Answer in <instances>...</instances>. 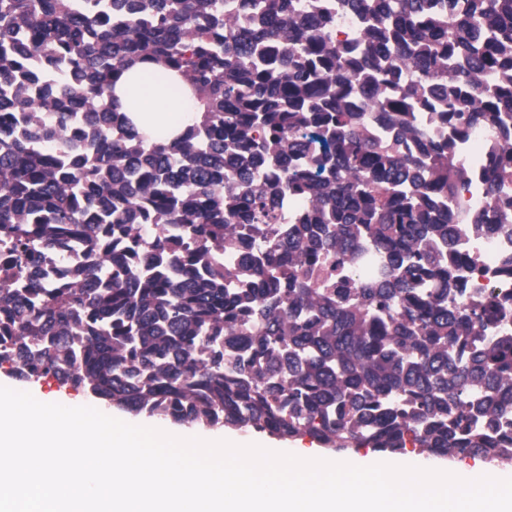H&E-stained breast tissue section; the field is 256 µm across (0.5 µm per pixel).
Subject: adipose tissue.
Wrapping results in <instances>:
<instances>
[{
  "instance_id": "ef3b65f1",
  "label": "adipose tissue",
  "mask_w": 512,
  "mask_h": 512,
  "mask_svg": "<svg viewBox=\"0 0 512 512\" xmlns=\"http://www.w3.org/2000/svg\"><path fill=\"white\" fill-rule=\"evenodd\" d=\"M119 109L147 135L168 140L193 123L196 101L177 73L141 64L115 85Z\"/></svg>"
}]
</instances>
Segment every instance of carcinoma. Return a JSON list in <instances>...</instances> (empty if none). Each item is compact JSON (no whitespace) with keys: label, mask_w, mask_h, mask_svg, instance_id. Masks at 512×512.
I'll use <instances>...</instances> for the list:
<instances>
[{"label":"carcinoma","mask_w":512,"mask_h":512,"mask_svg":"<svg viewBox=\"0 0 512 512\" xmlns=\"http://www.w3.org/2000/svg\"><path fill=\"white\" fill-rule=\"evenodd\" d=\"M138 64L201 108L167 144L117 109ZM474 124L512 134V0H0V366L175 422L512 463V333L488 335L512 252L469 304L453 252L512 236V142L482 174L501 223L447 220Z\"/></svg>","instance_id":"cac0c4a2"}]
</instances>
